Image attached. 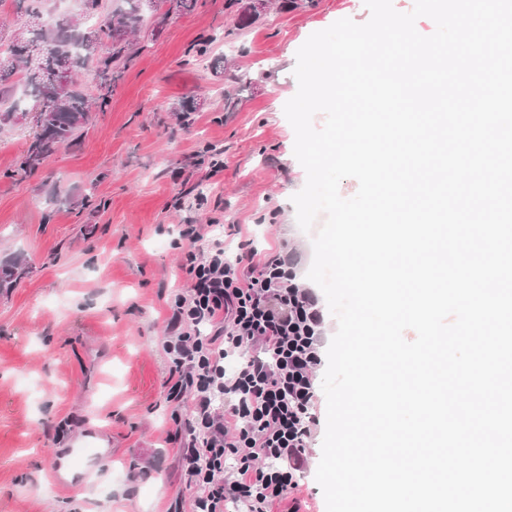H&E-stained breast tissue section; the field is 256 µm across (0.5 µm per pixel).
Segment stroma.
Returning <instances> with one entry per match:
<instances>
[{
  "mask_svg": "<svg viewBox=\"0 0 512 512\" xmlns=\"http://www.w3.org/2000/svg\"><path fill=\"white\" fill-rule=\"evenodd\" d=\"M343 18L363 24L370 12L364 0H311L220 39L232 26L224 0H196L162 30L143 28L79 141L32 175L16 168L33 113L0 133V266L21 272L0 290V512H166L185 494L159 348L166 301L187 286L178 226L188 216L240 225L257 247L294 250L306 278L313 235L291 201L306 172L284 106L298 90V49ZM200 42L206 55L191 50ZM215 57L234 61L236 81L213 77ZM228 90L243 98L232 114ZM210 144L224 148L215 175L202 161ZM183 177L207 206L176 208ZM324 434L309 444L298 501L273 512H326L315 479ZM87 439L103 451L89 482H52L56 458L67 476L79 473L64 452Z\"/></svg>",
  "mask_w": 512,
  "mask_h": 512,
  "instance_id": "35a3bbf8",
  "label": "stroma"
}]
</instances>
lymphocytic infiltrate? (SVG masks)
<instances>
[{
  "label": "lymphocytic infiltrate",
  "mask_w": 512,
  "mask_h": 512,
  "mask_svg": "<svg viewBox=\"0 0 512 512\" xmlns=\"http://www.w3.org/2000/svg\"><path fill=\"white\" fill-rule=\"evenodd\" d=\"M209 224H184L188 286L170 298L161 351L189 512H271L299 486L317 426L323 315L296 281L293 251L239 239L228 255Z\"/></svg>",
  "instance_id": "1"
}]
</instances>
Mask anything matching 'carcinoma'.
<instances>
[{
  "label": "carcinoma",
  "instance_id": "obj_1",
  "mask_svg": "<svg viewBox=\"0 0 512 512\" xmlns=\"http://www.w3.org/2000/svg\"><path fill=\"white\" fill-rule=\"evenodd\" d=\"M22 30L7 44L0 43V125L12 121L20 108L10 103L12 77L26 69L29 93L36 102V130L17 173L26 175L60 148L74 144L90 118L93 103L104 98L76 80L82 71L93 74L99 85L111 87L132 60L133 38L146 24L150 0H122L104 12L102 0H84L89 14L100 18L98 28L84 33L67 19L48 23L45 0H14ZM224 12L233 25L232 36L257 23L262 15L251 11L250 0H224Z\"/></svg>",
  "mask_w": 512,
  "mask_h": 512
}]
</instances>
